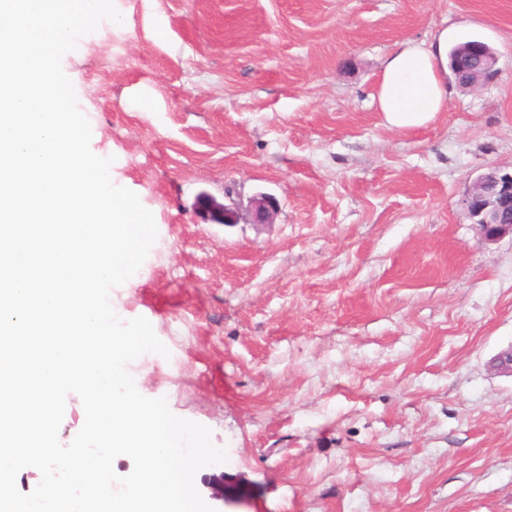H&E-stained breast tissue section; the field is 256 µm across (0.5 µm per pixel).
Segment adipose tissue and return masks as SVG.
I'll return each instance as SVG.
<instances>
[{"instance_id":"ef3b65f1","label":"adipose tissue","mask_w":512,"mask_h":512,"mask_svg":"<svg viewBox=\"0 0 512 512\" xmlns=\"http://www.w3.org/2000/svg\"><path fill=\"white\" fill-rule=\"evenodd\" d=\"M440 30L430 43L402 42L385 60L374 102L396 131L427 126L448 109V45Z\"/></svg>"}]
</instances>
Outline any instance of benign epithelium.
I'll return each instance as SVG.
<instances>
[{
  "mask_svg": "<svg viewBox=\"0 0 512 512\" xmlns=\"http://www.w3.org/2000/svg\"><path fill=\"white\" fill-rule=\"evenodd\" d=\"M453 61H462L470 77L466 87H476L491 81L496 74V56L484 42H463L452 53ZM201 209L215 224H229L228 208L214 198L204 195L199 199ZM462 205L475 220L478 240L494 244L512 237V172L493 168L474 182ZM255 218L261 224H271L278 212L276 201L270 197L254 200ZM493 368L501 374L512 376V347L499 353L492 361Z\"/></svg>",
  "mask_w": 512,
  "mask_h": 512,
  "instance_id": "obj_1",
  "label": "benign epithelium"
}]
</instances>
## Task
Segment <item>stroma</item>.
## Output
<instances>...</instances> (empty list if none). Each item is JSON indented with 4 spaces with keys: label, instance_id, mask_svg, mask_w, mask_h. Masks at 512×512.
<instances>
[{
    "label": "stroma",
    "instance_id": "obj_1",
    "mask_svg": "<svg viewBox=\"0 0 512 512\" xmlns=\"http://www.w3.org/2000/svg\"><path fill=\"white\" fill-rule=\"evenodd\" d=\"M62 66L158 236L110 300L169 350L141 392L208 427L215 512H512V239L462 205L512 170V0H115ZM490 82L389 129L386 56L439 27ZM207 194L236 213L215 224ZM278 204L273 223L250 202ZM474 47H478L480 49L481 54L478 56L476 61H472L467 58L469 57L471 51ZM458 60L462 61V66H467V72L470 73V77L467 80V84L465 88L476 87L482 84H485L491 81L496 74V56L494 51L484 42H463L458 44L452 53V58L450 62V68L453 61L458 62Z\"/></svg>",
    "mask_w": 512,
    "mask_h": 512
}]
</instances>
